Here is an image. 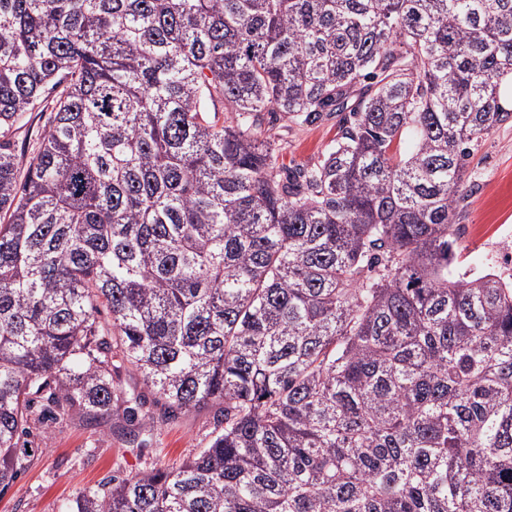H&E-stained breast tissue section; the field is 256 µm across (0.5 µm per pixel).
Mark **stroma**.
Instances as JSON below:
<instances>
[{
	"mask_svg": "<svg viewBox=\"0 0 512 512\" xmlns=\"http://www.w3.org/2000/svg\"><path fill=\"white\" fill-rule=\"evenodd\" d=\"M56 98V93H49L19 120L11 137L16 152L27 151L48 129ZM272 133L288 143L283 153L286 165H307L332 145L337 128L332 120L300 128L281 119ZM469 171L457 207L455 271L470 276L483 272L497 252L512 250V120L479 143ZM115 381L124 394L140 396L160 421L146 445L130 444L111 426L92 425L76 415L54 423L29 422L31 453L0 495V512H68L84 489L155 466L179 467L188 455L207 446L217 406L168 418L163 399L143 385L134 368H120Z\"/></svg>",
	"mask_w": 512,
	"mask_h": 512,
	"instance_id": "1",
	"label": "stroma"
}]
</instances>
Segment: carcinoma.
<instances>
[{
    "label": "carcinoma",
    "mask_w": 512,
    "mask_h": 512,
    "mask_svg": "<svg viewBox=\"0 0 512 512\" xmlns=\"http://www.w3.org/2000/svg\"><path fill=\"white\" fill-rule=\"evenodd\" d=\"M278 115L336 142L288 169ZM510 119L512 0H0V493L118 357L214 435L69 512H512V282L453 275ZM59 91L60 89L51 91L41 104L37 105L31 112H25L19 120L11 137V143L15 149V153L18 155L24 151L28 153V149L33 142L48 129Z\"/></svg>",
    "instance_id": "obj_1"
}]
</instances>
